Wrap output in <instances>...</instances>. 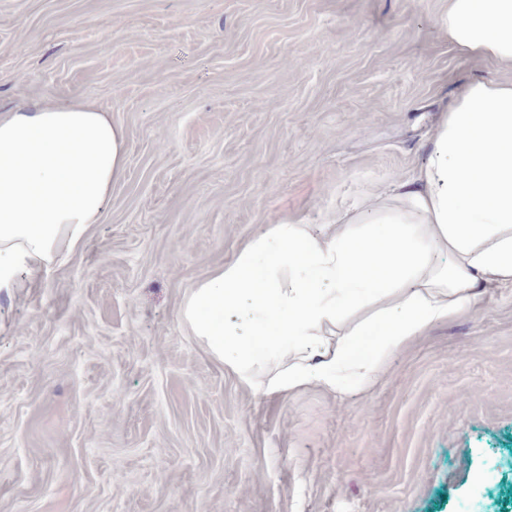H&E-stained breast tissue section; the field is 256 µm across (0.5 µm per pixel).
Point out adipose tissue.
Here are the masks:
<instances>
[{
    "label": "adipose tissue",
    "instance_id": "adipose-tissue-1",
    "mask_svg": "<svg viewBox=\"0 0 512 512\" xmlns=\"http://www.w3.org/2000/svg\"><path fill=\"white\" fill-rule=\"evenodd\" d=\"M461 53L512 69V0H448ZM126 134L75 103L0 114V293L44 279L82 249L124 173ZM424 162L325 231L271 224L197 282L182 318L239 381L267 398L310 384L335 392L374 364L329 348L360 300L397 350L512 288V80L475 79L443 112Z\"/></svg>",
    "mask_w": 512,
    "mask_h": 512
}]
</instances>
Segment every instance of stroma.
Returning <instances> with one entry per match:
<instances>
[{"label":"stroma","mask_w":512,"mask_h":512,"mask_svg":"<svg viewBox=\"0 0 512 512\" xmlns=\"http://www.w3.org/2000/svg\"><path fill=\"white\" fill-rule=\"evenodd\" d=\"M448 0H0V109L126 134L86 247L0 294V512H512V288L371 381L265 399L185 327L269 224L357 212L425 159L458 88Z\"/></svg>","instance_id":"obj_1"}]
</instances>
